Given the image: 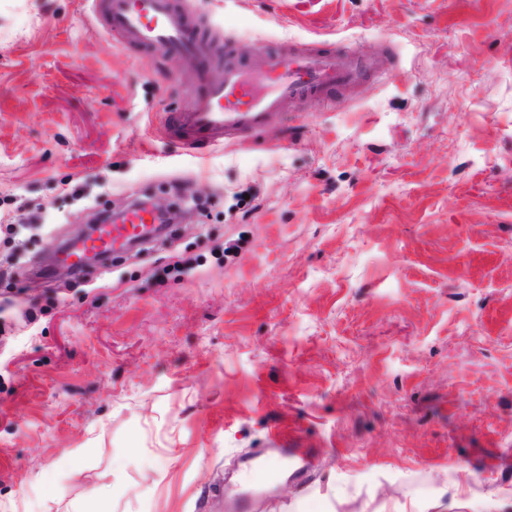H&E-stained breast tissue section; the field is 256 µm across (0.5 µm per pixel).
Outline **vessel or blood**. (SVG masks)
<instances>
[{"mask_svg": "<svg viewBox=\"0 0 512 512\" xmlns=\"http://www.w3.org/2000/svg\"><path fill=\"white\" fill-rule=\"evenodd\" d=\"M88 4L94 20L108 34L125 43L162 47L193 75H200L201 61L220 65V80L207 82L204 96L170 119L179 144L190 153L250 137L307 97L331 98L348 89L363 68L383 76L394 66L386 55L373 56L365 64L350 51L288 41L267 52L256 68L239 61L231 43L192 38L191 17L179 0H88ZM156 233L148 213L136 208L124 223L100 225L98 233L67 258L79 270L85 253H112L129 240Z\"/></svg>", "mask_w": 512, "mask_h": 512, "instance_id": "obj_1", "label": "vessel or blood"}]
</instances>
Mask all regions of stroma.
Listing matches in <instances>:
<instances>
[{
    "mask_svg": "<svg viewBox=\"0 0 512 512\" xmlns=\"http://www.w3.org/2000/svg\"><path fill=\"white\" fill-rule=\"evenodd\" d=\"M260 63L391 53L201 155L204 92L78 0H0V512H512V0H187ZM207 209L79 274L93 214Z\"/></svg>",
    "mask_w": 512,
    "mask_h": 512,
    "instance_id": "1",
    "label": "stroma"
}]
</instances>
